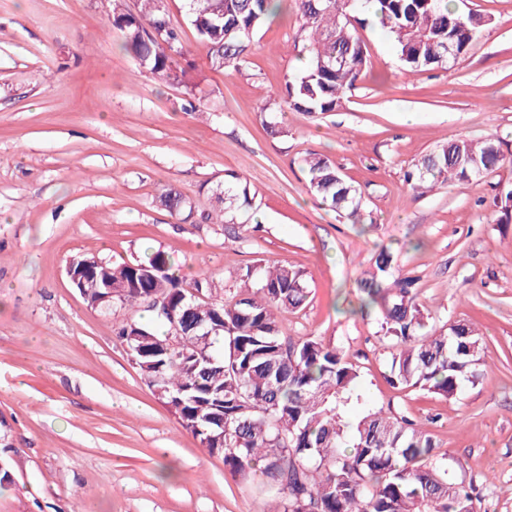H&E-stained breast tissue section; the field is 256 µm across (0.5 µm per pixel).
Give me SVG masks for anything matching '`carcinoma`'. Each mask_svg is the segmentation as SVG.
Listing matches in <instances>:
<instances>
[{"label": "carcinoma", "mask_w": 512, "mask_h": 512, "mask_svg": "<svg viewBox=\"0 0 512 512\" xmlns=\"http://www.w3.org/2000/svg\"><path fill=\"white\" fill-rule=\"evenodd\" d=\"M137 12L112 0V29L121 47L161 83L188 86L182 30L172 24L159 0H139ZM186 18L207 49L211 67L240 72L247 64L253 34L279 9L281 0H182ZM298 28L294 45L307 58L304 70L286 84L284 102L299 112H334L358 81L368 61L367 47L347 16L372 4L375 18L411 72L447 66L466 54L492 18L461 13L455 0H295ZM512 163L497 140H451L423 156L405 175L415 191L450 180L472 181ZM309 187L331 210L362 221V202L328 158H302ZM212 210L203 219L234 223V213L250 204L240 174L224 172L212 189ZM155 203L189 221L195 205L173 190ZM393 256L375 260L377 272L364 283L365 306H376L384 335L396 340L392 383L454 396L475 377L482 338L467 325L460 335L426 331L409 282L384 286ZM162 251L145 261L96 268V302L109 282L121 285L112 302L135 306L161 295L183 318L182 335L169 337L160 309L147 323L122 321L115 336L135 368L177 415L182 428L243 481L260 474L276 501L270 512H475L462 482L425 461L438 456L432 437L412 421L368 409L354 422L345 408L363 401L359 372L345 356L315 337L293 341L283 334L281 313L306 297L304 274L286 263L247 267L244 288L224 298L212 276L189 281L172 273Z\"/></svg>", "instance_id": "carcinoma-1"}]
</instances>
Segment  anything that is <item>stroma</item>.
Segmentation results:
<instances>
[{
	"label": "stroma",
	"mask_w": 512,
	"mask_h": 512,
	"mask_svg": "<svg viewBox=\"0 0 512 512\" xmlns=\"http://www.w3.org/2000/svg\"><path fill=\"white\" fill-rule=\"evenodd\" d=\"M457 7L493 22L450 68L406 71L368 21L357 33L369 62L342 107L286 108L272 127L261 107L283 100L302 66L294 16L268 19L228 74L171 0L189 93L121 50L111 0H0V512H269L260 477L235 478L130 361L113 326L135 310L89 306L67 275L76 255L158 250L181 277L223 276L228 298L256 260L303 270L308 297L283 313L286 335L345 354L370 407L426 430L449 478L472 485L476 512H512V223H496L494 206L512 166L426 194L404 181L453 139L512 152V0ZM308 151L357 189L365 223L310 191ZM228 170L255 194L233 233L200 218ZM167 188L198 220L156 206ZM384 248L388 281L414 278L429 331L466 323L483 338L476 382L453 397L390 382L393 343L359 291Z\"/></svg>",
	"instance_id": "obj_1"
}]
</instances>
